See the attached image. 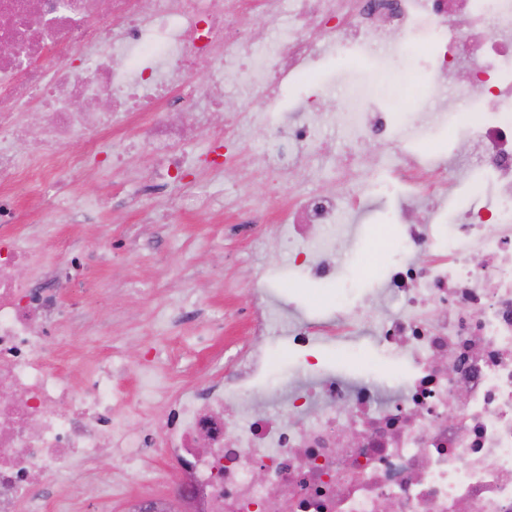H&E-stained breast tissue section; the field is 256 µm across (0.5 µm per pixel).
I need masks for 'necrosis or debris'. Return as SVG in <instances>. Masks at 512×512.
Segmentation results:
<instances>
[{
    "instance_id": "obj_1",
    "label": "necrosis or debris",
    "mask_w": 512,
    "mask_h": 512,
    "mask_svg": "<svg viewBox=\"0 0 512 512\" xmlns=\"http://www.w3.org/2000/svg\"><path fill=\"white\" fill-rule=\"evenodd\" d=\"M283 12L276 39L254 34L252 22ZM0 42L14 47L0 54V512H65L67 477L144 448L176 459L192 512H380L387 499L395 512H512V0H0ZM412 48L435 111L416 110L410 74L392 66ZM346 54L376 62L391 95L341 76L337 107L283 116L277 134L293 152L265 171L270 203L288 200L278 241L309 282L332 283L370 185L349 152L333 160L340 193L288 197L289 177L327 154L324 124L350 143L384 140L408 204L370 314L297 317L261 286L242 316L303 356L300 384L272 385L267 350L247 346L229 356L239 373L202 390L145 376L157 405L123 411L124 360L82 373L69 363L76 306L60 287L86 276L90 248L63 236L52 262L27 230L101 208L73 188L119 143L150 157L167 212L209 209L186 178L197 144L222 173V146L268 121L254 103L276 105L288 77ZM463 59L485 97L461 112L444 87ZM229 82L243 106L209 125ZM34 105L45 120L31 140L17 115ZM426 128L445 131L447 150L401 139ZM74 135L82 149L63 151ZM366 327L394 353L384 379L320 364L315 347Z\"/></svg>"
}]
</instances>
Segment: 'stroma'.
<instances>
[{
    "instance_id": "obj_1",
    "label": "stroma",
    "mask_w": 512,
    "mask_h": 512,
    "mask_svg": "<svg viewBox=\"0 0 512 512\" xmlns=\"http://www.w3.org/2000/svg\"><path fill=\"white\" fill-rule=\"evenodd\" d=\"M273 141L271 127L260 125L245 131L235 144L232 154L239 171L250 174L245 182L240 181L239 172L213 175L209 163L199 161L191 177L212 196L213 212L178 216L166 224L140 223L128 207L130 193L138 188L151 192L156 200L167 197L150 176L152 162L147 155H129L127 180L114 178L107 162L98 161L75 187V194L81 196L111 198L108 207L85 217L80 230L89 241L103 245L112 239L122 244L111 261L93 271L96 293L87 314L98 331L94 355L110 351L124 356L128 366L124 386L130 400L140 399V369L150 352L158 354L155 371L170 391L186 384L207 386L212 363L223 361L243 342L268 349L278 378L289 380L294 357L287 341L252 336L239 312L254 302L256 286L269 279L283 298H295L308 312L325 307L339 293V285H302L287 249L273 236L264 204L261 158ZM404 203L402 192L391 186L370 198L369 208L377 221L358 230L354 248L339 252L342 282L358 278L363 268L381 266L379 229L386 225L388 214ZM178 265L183 268V285L172 288L164 272ZM163 309L169 312V325L160 331L154 322ZM216 323L221 324V333L213 336L209 346L199 345L198 336ZM319 358L352 378L382 377L390 361L386 349L367 335L325 346ZM105 474L117 484L109 499L110 512H125L127 496L146 491L131 464L106 454L83 476L69 480L71 512H84L90 482Z\"/></svg>"
}]
</instances>
